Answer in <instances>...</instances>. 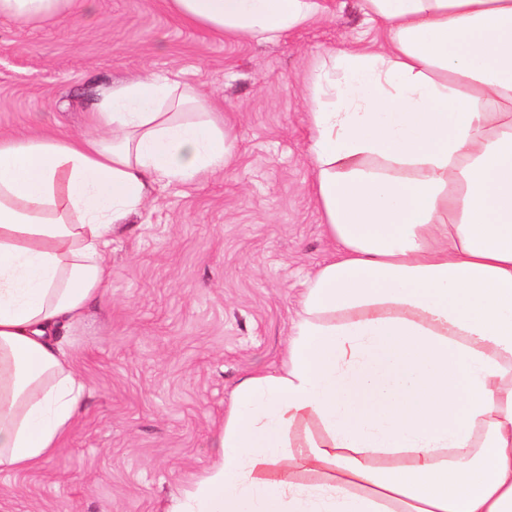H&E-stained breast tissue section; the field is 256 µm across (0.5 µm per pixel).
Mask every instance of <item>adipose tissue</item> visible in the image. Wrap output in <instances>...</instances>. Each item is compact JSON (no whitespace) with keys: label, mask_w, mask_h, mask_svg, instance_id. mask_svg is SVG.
Wrapping results in <instances>:
<instances>
[{"label":"adipose tissue","mask_w":512,"mask_h":512,"mask_svg":"<svg viewBox=\"0 0 512 512\" xmlns=\"http://www.w3.org/2000/svg\"><path fill=\"white\" fill-rule=\"evenodd\" d=\"M92 0H0L46 23ZM271 42L327 0H167ZM382 41L330 49L307 114L335 255L307 279L277 371L245 375L211 466L169 512H512V0H360ZM231 129L149 72L92 128L0 137V470L60 448L86 386L58 340L102 296L112 227L223 173Z\"/></svg>","instance_id":"adipose-tissue-1"}]
</instances>
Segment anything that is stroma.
Masks as SVG:
<instances>
[{
	"label": "stroma",
	"mask_w": 512,
	"mask_h": 512,
	"mask_svg": "<svg viewBox=\"0 0 512 512\" xmlns=\"http://www.w3.org/2000/svg\"><path fill=\"white\" fill-rule=\"evenodd\" d=\"M330 4L276 43L187 26L164 0L0 18V135L81 133L101 88L150 69L213 100L236 154L114 228L103 297L62 337L79 413L48 462L0 472V512H167L211 464L239 381L280 366L305 277L334 252L306 157L310 89L325 50L376 35L358 0Z\"/></svg>",
	"instance_id": "stroma-1"
}]
</instances>
